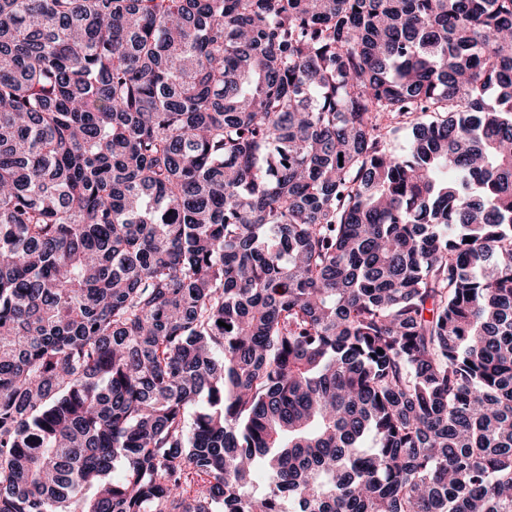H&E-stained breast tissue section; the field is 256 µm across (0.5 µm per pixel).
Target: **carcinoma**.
<instances>
[{"mask_svg":"<svg viewBox=\"0 0 512 512\" xmlns=\"http://www.w3.org/2000/svg\"><path fill=\"white\" fill-rule=\"evenodd\" d=\"M0 512H512V0H0Z\"/></svg>","mask_w":512,"mask_h":512,"instance_id":"obj_1","label":"carcinoma"}]
</instances>
